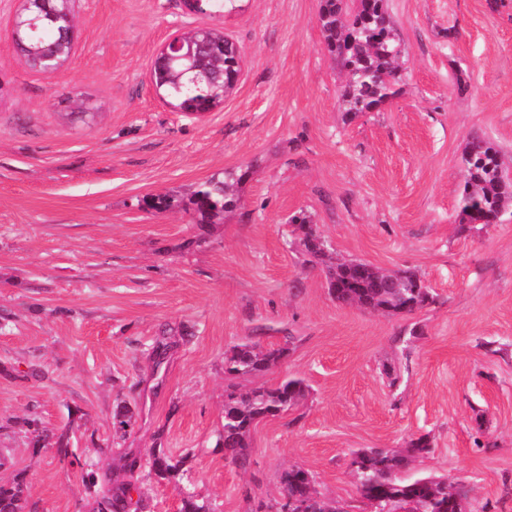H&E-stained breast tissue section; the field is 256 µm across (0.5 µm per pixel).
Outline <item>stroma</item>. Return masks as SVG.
Segmentation results:
<instances>
[{
  "instance_id": "1",
  "label": "stroma",
  "mask_w": 512,
  "mask_h": 512,
  "mask_svg": "<svg viewBox=\"0 0 512 512\" xmlns=\"http://www.w3.org/2000/svg\"><path fill=\"white\" fill-rule=\"evenodd\" d=\"M240 4L208 17L182 0H74L73 50L45 75L12 51L22 0H0V481L24 474L29 512H92L57 453L64 433L118 481L125 451L189 450L186 483L215 512H271L292 464L324 499L369 512L351 451L426 435L415 472L469 485L468 512H512V212L467 231L459 215L470 137L512 170V0H389L403 83L353 118L319 0ZM198 26L237 45L241 70L192 116L161 100L151 69ZM240 168L241 205L221 223L152 204ZM300 211L337 257L417 270L433 302L409 317L336 303L295 240ZM246 341L288 349L251 386L296 376L309 395L257 424L240 465L220 434L224 354ZM123 405L135 423L119 437ZM135 485L138 512H179L174 484Z\"/></svg>"
}]
</instances>
